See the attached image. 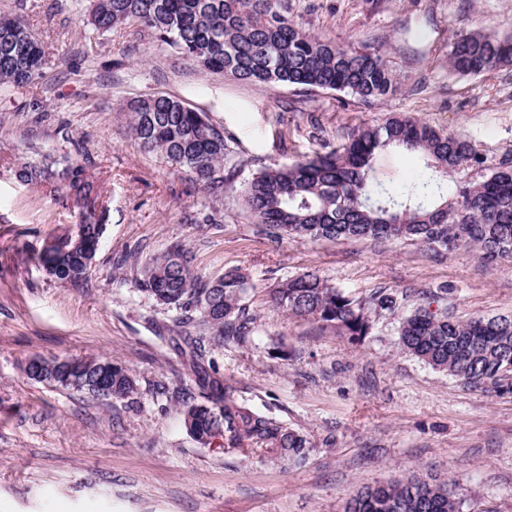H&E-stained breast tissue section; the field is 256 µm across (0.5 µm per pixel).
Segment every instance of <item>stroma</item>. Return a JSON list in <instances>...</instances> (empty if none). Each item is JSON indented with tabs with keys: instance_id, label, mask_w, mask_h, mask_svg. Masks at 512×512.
Listing matches in <instances>:
<instances>
[{
	"instance_id": "35a3bbf8",
	"label": "stroma",
	"mask_w": 512,
	"mask_h": 512,
	"mask_svg": "<svg viewBox=\"0 0 512 512\" xmlns=\"http://www.w3.org/2000/svg\"><path fill=\"white\" fill-rule=\"evenodd\" d=\"M89 9L90 0H0L51 52L43 78L0 90V512H344L362 487L426 474L458 484L463 512H512V395L464 387L404 353L399 316L354 344L270 298L278 282L314 271L357 297L387 287L418 300L446 285L453 316L511 317L512 260L405 240H278L242 200L263 169L391 113L463 132L490 162L512 156V66L465 77L446 63L456 34L512 35V0H288L311 34L381 46L400 84L373 104L202 70L144 28L93 32ZM155 94L223 129L230 155L218 194L130 137L124 104ZM78 143L104 233L85 277L60 284L33 256L49 236L76 230L84 208L16 171L39 151L75 155ZM374 171L403 185L421 160L390 149ZM210 212L216 223H201ZM175 243L202 279L249 273L257 332L205 341L204 363L254 410L309 439L301 464L228 453L220 439L204 447L187 433L182 401L206 400L191 348L135 286ZM34 357L111 359L137 392L104 399L50 386L25 374Z\"/></svg>"
}]
</instances>
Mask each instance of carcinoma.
Masks as SVG:
<instances>
[{
    "label": "carcinoma",
    "instance_id": "cac0c4a2",
    "mask_svg": "<svg viewBox=\"0 0 512 512\" xmlns=\"http://www.w3.org/2000/svg\"><path fill=\"white\" fill-rule=\"evenodd\" d=\"M87 23L101 32L136 24L197 66L247 83L344 92L366 102L396 90L379 48L306 33L284 0H93ZM48 55L47 45L18 16L0 14L1 88L41 77ZM509 64L512 37L467 32L448 51V68L463 76ZM126 111L141 149L161 153L204 189L223 187L230 150L224 132L204 113L158 94L130 101ZM390 148L421 154L425 171L404 186L376 181L373 160ZM469 168L478 178L448 185ZM18 178L59 182L83 201L94 191L82 165L52 153L23 164ZM243 201L255 222L281 239H409L446 249L471 246L491 262L512 259V158L488 164L463 134L440 132L412 116L363 127L327 153L258 173L245 185ZM66 240L65 231L54 235L36 255L60 283L77 282L87 272L80 254L63 251ZM192 261L187 249L172 246L142 267L136 287L174 314L178 326L196 323L218 345L253 335L255 319L244 303L250 276L230 268L204 282ZM271 298L290 314L354 341L411 302L410 295L390 288L355 297L314 272L279 283ZM438 300L431 293L404 315L398 328L402 349L466 387L512 394V318L458 319L437 307ZM198 344L191 341L192 366L210 397L205 404L182 402L193 439L206 447L222 438L228 450L246 457L262 450L275 459H304L305 435L252 409L231 382L198 370ZM344 512H462V499L451 480L409 479L358 491Z\"/></svg>",
    "mask_w": 512,
    "mask_h": 512
}]
</instances>
